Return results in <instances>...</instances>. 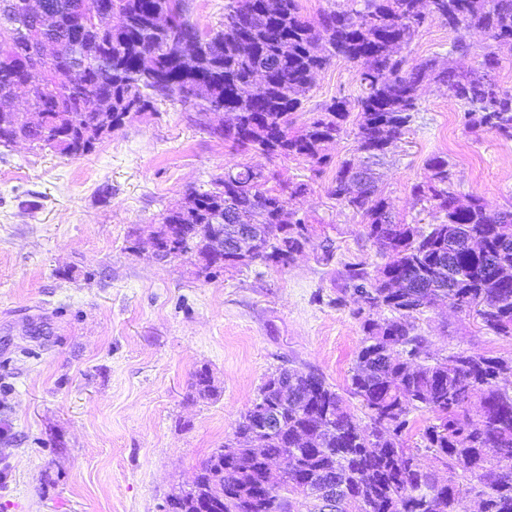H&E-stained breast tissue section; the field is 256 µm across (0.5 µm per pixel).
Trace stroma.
Instances as JSON below:
<instances>
[{"instance_id":"1","label":"stroma","mask_w":512,"mask_h":512,"mask_svg":"<svg viewBox=\"0 0 512 512\" xmlns=\"http://www.w3.org/2000/svg\"><path fill=\"white\" fill-rule=\"evenodd\" d=\"M454 38L430 23L403 54L443 57ZM357 94L352 64L333 59L296 121ZM420 107L379 169L398 217L423 219L411 187L439 153L458 193L512 208V140L466 130L459 104L435 83L423 84ZM189 113L156 103L80 158L0 147V512H162L232 438L269 376L290 367L340 390L349 382L363 333L338 273L380 261L361 216L329 194L338 163L355 152V119L317 173L300 159L233 149ZM242 166L262 170L271 189L307 183L288 205L315 229L303 254L282 270L258 261L207 279L185 260L155 262L147 238L160 214ZM420 327L434 356L512 359L511 337L448 304ZM201 369L213 395L192 388Z\"/></svg>"}]
</instances>
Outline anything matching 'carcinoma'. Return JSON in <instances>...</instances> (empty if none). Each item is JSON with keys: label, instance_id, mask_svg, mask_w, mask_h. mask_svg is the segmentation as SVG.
Masks as SVG:
<instances>
[{"label": "carcinoma", "instance_id": "cac0c4a2", "mask_svg": "<svg viewBox=\"0 0 512 512\" xmlns=\"http://www.w3.org/2000/svg\"><path fill=\"white\" fill-rule=\"evenodd\" d=\"M0 0V146L23 140L81 157L120 128L131 113L158 101L194 110L191 121L233 147L302 159L319 171L326 144L344 131L349 102L334 98L294 129L315 75L339 57L356 68L357 145L336 168L330 195L359 213L366 236L384 262L348 263L342 292L367 287L355 316L363 339L350 384L340 393L318 374L283 369L261 387L259 402L238 420L234 438L198 467L192 487L168 498L169 512H464L473 497L481 512H512V360L459 350L432 357L418 320L439 302L473 312L485 329L512 337V211L491 212L478 198L462 203L452 190L448 156L427 159L429 179L413 185L431 222L404 224L378 188L376 168L420 111L424 81L446 86L459 102L463 126L512 140V92L492 77L501 67L493 47L512 44V0H331L318 20L300 0H227L220 29L202 32L189 18V0ZM170 13L162 25L158 17ZM86 18L83 27L77 17ZM118 16L122 22L112 24ZM458 33L448 59L415 64L398 55L427 23ZM485 39L478 68L460 71L453 56ZM197 39L194 57L173 52L185 34ZM25 87L27 120L16 108ZM227 113L217 128L210 116ZM251 167L224 171L186 204L160 214L153 234L166 256L188 260L197 276L256 260L285 267L314 228L287 223L288 199L263 189ZM224 225V262L209 254L213 225ZM192 387L214 393L199 370ZM370 419L362 426L350 408ZM432 422L423 447L405 446L408 416ZM425 451L448 479L417 464ZM295 459L277 473L284 454Z\"/></svg>", "mask_w": 512, "mask_h": 512}]
</instances>
